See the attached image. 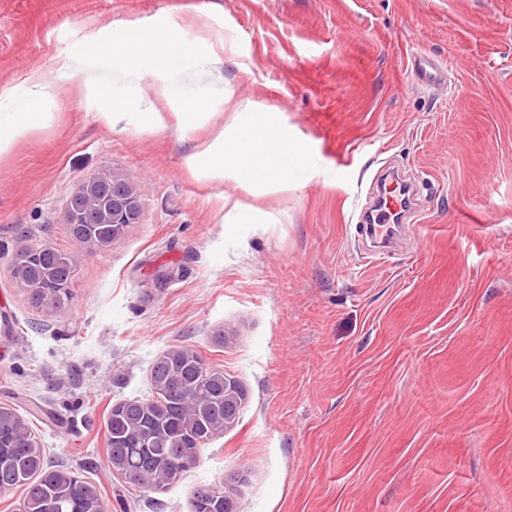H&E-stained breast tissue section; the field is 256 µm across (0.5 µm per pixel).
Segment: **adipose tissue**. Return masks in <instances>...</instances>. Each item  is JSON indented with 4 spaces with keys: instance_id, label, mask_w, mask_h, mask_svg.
Masks as SVG:
<instances>
[{
    "instance_id": "1",
    "label": "adipose tissue",
    "mask_w": 512,
    "mask_h": 512,
    "mask_svg": "<svg viewBox=\"0 0 512 512\" xmlns=\"http://www.w3.org/2000/svg\"><path fill=\"white\" fill-rule=\"evenodd\" d=\"M86 50L58 59L52 76L36 72L21 85L0 87V157L39 123L54 82L76 87L86 111L121 117L134 130L175 123L189 135L220 111L223 129L184 157L186 168L207 183H224L251 197L284 194L325 175L320 154L283 138L288 123L276 108L236 100L232 85H220L221 69L236 37L192 38L168 20H118L87 31Z\"/></svg>"
}]
</instances>
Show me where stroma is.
I'll use <instances>...</instances> for the list:
<instances>
[{
  "mask_svg": "<svg viewBox=\"0 0 512 512\" xmlns=\"http://www.w3.org/2000/svg\"><path fill=\"white\" fill-rule=\"evenodd\" d=\"M157 15L234 32L237 98L283 112L335 178L258 199L281 223H225L240 191L183 163L224 116L136 133L56 83L49 120L0 158V404L112 512H190L215 483L236 512H512V0H0V85ZM415 54L446 81L418 83ZM388 166L419 184L422 229L375 260L356 224ZM92 175L136 185L142 217L79 256L61 309L35 307L14 257L74 252L66 206ZM188 345L248 399L143 493L112 471L106 419Z\"/></svg>",
  "mask_w": 512,
  "mask_h": 512,
  "instance_id": "stroma-1",
  "label": "stroma"
}]
</instances>
